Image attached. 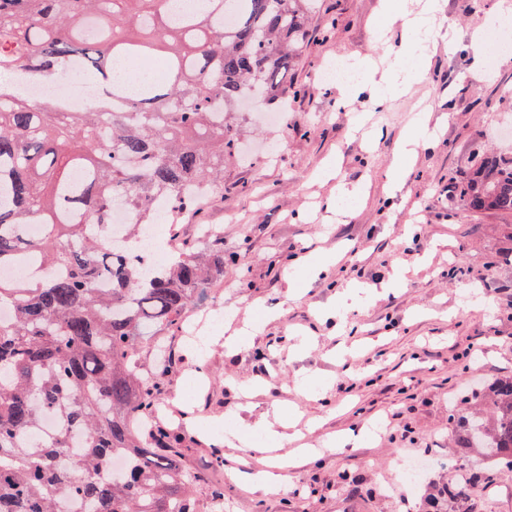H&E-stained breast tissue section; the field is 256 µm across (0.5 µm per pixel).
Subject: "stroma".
Here are the masks:
<instances>
[{
	"instance_id": "obj_1",
	"label": "stroma",
	"mask_w": 512,
	"mask_h": 512,
	"mask_svg": "<svg viewBox=\"0 0 512 512\" xmlns=\"http://www.w3.org/2000/svg\"><path fill=\"white\" fill-rule=\"evenodd\" d=\"M460 41L424 47L426 76L387 109L343 105L335 85L318 80L329 63L353 53L388 59L403 39L380 0H315L311 41L294 67L298 96L287 126L239 112L246 159L224 163V184L182 221L195 243L197 224L224 227V279L200 304L219 307L238 329L263 322L258 335L226 351L206 331V383L195 388L183 335L165 337L170 362L157 379L171 410L197 416V429L167 419L180 470L200 473L198 512H428L424 490L399 482L401 461L428 460L426 484L477 472L450 512H512V472L456 448L448 418L465 409L480 383L512 375V215L463 208L458 191L479 159L512 156L501 123L512 120V49L489 55L494 20L512 16V0H443ZM482 53L485 80L469 67ZM427 121L435 135L421 147L399 188L386 173L406 128ZM279 145L268 155L269 145ZM362 191L352 214L326 209L337 181ZM355 247L358 255L315 278L291 271L296 257ZM396 266L408 274L386 291ZM295 294H288L286 272ZM297 406L317 423L308 455L282 470L277 490L251 482L275 455L249 424L276 406ZM238 428L250 449L219 442L217 427Z\"/></svg>"
}]
</instances>
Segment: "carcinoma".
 <instances>
[{
  "label": "carcinoma",
  "instance_id": "carcinoma-1",
  "mask_svg": "<svg viewBox=\"0 0 512 512\" xmlns=\"http://www.w3.org/2000/svg\"><path fill=\"white\" fill-rule=\"evenodd\" d=\"M312 0H204L176 18L165 0H0V512H195L197 485L172 464L166 428L145 427L161 400L143 345L182 330L205 288L224 278V237L166 257H129L131 239L167 223L153 207L188 208L224 179L238 142L224 111L252 97L284 104L308 37ZM126 61L160 76L135 84ZM78 64L97 95L69 112L12 93ZM462 205L512 213V158H484L461 182ZM486 412L451 418L456 447L512 470V376L481 388ZM58 420L39 434L42 418ZM120 458L123 467L110 469ZM470 473L429 494L448 512Z\"/></svg>",
  "mask_w": 512,
  "mask_h": 512
}]
</instances>
